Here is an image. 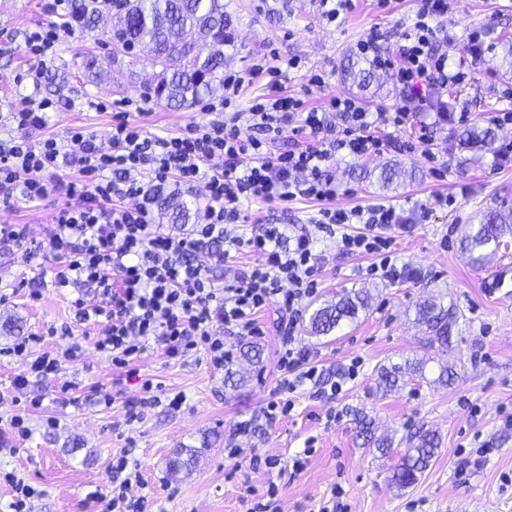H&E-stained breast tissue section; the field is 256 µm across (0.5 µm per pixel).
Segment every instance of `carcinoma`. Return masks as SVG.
Wrapping results in <instances>:
<instances>
[{"instance_id":"obj_1","label":"carcinoma","mask_w":512,"mask_h":512,"mask_svg":"<svg viewBox=\"0 0 512 512\" xmlns=\"http://www.w3.org/2000/svg\"><path fill=\"white\" fill-rule=\"evenodd\" d=\"M71 20L88 34L95 32L100 18L101 4L97 0H73ZM110 42L137 49L135 58H144L153 67L160 68L157 82L147 97L160 104L187 108L198 102L216 87L224 85L226 47H235L231 19L224 10V0H119L109 32ZM345 74L358 86H367L375 78L374 72L360 67V62H348ZM495 140L492 130L471 129L463 139L470 148L491 149ZM174 224L189 221V209L182 200L167 202ZM512 236V209L499 207L485 214L478 224H471L461 238L460 249L468 263L483 267L501 247L508 245ZM370 306V294L365 290L345 291L312 310L309 329L315 335L326 336L344 321L355 320ZM461 313L454 305H446L440 298L428 299L415 307V323L422 327L429 346L445 355L450 350L453 330ZM426 361L407 359L401 364L382 366L377 370L380 391L390 392L399 383L423 376ZM358 436L363 444L388 451L393 441L377 438L372 422L366 415H355ZM438 436L420 429L410 436L400 463L394 469L391 483L398 488L415 484L430 466L438 452ZM196 460L195 450L186 448L169 462L177 473L188 470Z\"/></svg>"}]
</instances>
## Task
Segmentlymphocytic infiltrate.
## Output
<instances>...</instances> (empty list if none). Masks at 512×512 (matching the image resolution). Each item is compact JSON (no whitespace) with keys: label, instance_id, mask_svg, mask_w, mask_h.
Listing matches in <instances>:
<instances>
[{"label":"lymphocytic infiltrate","instance_id":"lymphocytic-infiltrate-1","mask_svg":"<svg viewBox=\"0 0 512 512\" xmlns=\"http://www.w3.org/2000/svg\"><path fill=\"white\" fill-rule=\"evenodd\" d=\"M451 4L416 0L413 23L396 53L384 52L385 35L379 28L358 40V55L388 72L396 87L393 102L373 112L356 99L337 96L322 108L307 107L304 99L286 92L281 80L284 70L299 66L298 59L290 58L270 67L255 64L248 73H225L223 99L203 106L210 119L174 136H145L125 120L120 100L105 143L81 126L69 128L61 138L31 140L29 127L56 107L47 98H26L11 113L12 129L0 138V204L42 200L49 193L47 173L76 172L66 192L80 203L61 209L47 233L49 250L61 262L54 284L76 289L74 315L100 325L94 347L113 367H131L153 343L168 358L181 360L202 351L214 368H224L234 358L228 337L261 335L255 315L274 303L281 312L279 379L265 407L269 423L289 414L299 394L311 390L335 397L358 377L357 360L336 378L324 377L314 354L296 335L306 301L318 293L317 239L306 233L288 235L280 224L259 225L247 236L239 228L249 220L247 203L319 200L324 207L315 221L343 252L377 255L371 275L390 282L403 278L405 271L391 251L393 231L408 223L403 212L391 205L330 207L341 186L328 168L337 155L356 159L387 149L418 151L427 161L435 160L430 122H421L412 142L382 139L374 131L401 127L426 111L429 88L464 80V69H449L447 54L438 50L452 39L444 25ZM263 73L270 77L265 93L246 111L236 110L240 89ZM288 128L309 136L310 144L275 150ZM215 159L221 160V168L207 169ZM198 182L204 185L203 219L188 235L172 236L156 222L152 195L169 184ZM354 224L359 232H351ZM204 240L220 242L221 258L246 250L259 262L237 283L215 287L196 259ZM42 342L31 334L0 348L1 357L25 361L24 372L13 381L14 393H25L34 379L60 378L64 363L79 353L75 346L45 350ZM112 470L122 480L105 500L104 512H145L143 498L128 495L132 484L143 481L139 469L121 456Z\"/></svg>","mask_w":512,"mask_h":512}]
</instances>
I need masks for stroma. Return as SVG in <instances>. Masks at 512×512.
<instances>
[{"instance_id": "stroma-1", "label": "stroma", "mask_w": 512, "mask_h": 512, "mask_svg": "<svg viewBox=\"0 0 512 512\" xmlns=\"http://www.w3.org/2000/svg\"><path fill=\"white\" fill-rule=\"evenodd\" d=\"M227 3L236 43L227 70L247 69L274 48L282 58H301L303 71L290 72L284 84L288 92L305 96L309 106H322L335 95L356 98L371 110L392 103L390 75H382L380 85L361 89L346 78L344 67L370 28L398 38L414 16V0H392L384 10L376 0H355L354 8L333 23L322 16L318 0ZM54 20L44 0H0V114L34 95L61 102L59 111L44 114L42 123L31 128V139L61 137L68 128L81 126L107 141L114 118L112 111L97 109L100 101H131L130 122L149 136L175 135L207 120L196 106L175 109L146 101L153 69L127 56L113 57L103 33L94 39L74 31L57 45L48 73H41L37 60L25 53L24 42L30 32ZM446 24L457 36L447 47L450 63H458L460 38L473 28L487 31L493 50L485 62L472 66L469 82L430 93L444 104L433 140L441 175L432 174L417 153L331 162L337 182L351 188L337 195L332 207L386 204L410 217L420 207L428 209L423 223L395 235L400 261L414 270L401 281L370 277L372 255L346 254L331 244L321 247L320 290L306 302V310L345 290L363 288L373 296L369 310L330 335L316 336L307 325L299 327L300 341L317 351L325 376L336 375L352 359H363L361 374L339 397L300 395L289 416L266 424L264 408L278 381V312L272 305L257 316L263 335L234 342L235 358L226 370L214 369L202 354L177 361L153 346L135 361L137 377L128 378L94 348L98 325L76 322L68 291L55 288L59 261L45 251L29 257L0 244V280L35 277L43 289L35 303L22 290L0 303V323L18 320L21 335L44 336L49 348L75 342L82 347L79 357L66 363L63 381L35 383L17 403L9 389L24 366L0 362V512H6L11 500L4 480L8 472L39 490L32 512H100L97 497L111 491L112 458L122 453L140 465L145 483L132 485L129 493L146 497L148 512H246L248 489L267 482L264 471L251 468L253 454L285 460L303 450L309 438L315 451L306 468L280 482L282 512H318L321 498L336 486L345 491L348 512H512V484L501 480L502 474H512V431L501 422L503 411L512 410V244L480 269L468 264L459 247L468 225L478 223L482 212L512 204V163L495 164L491 152L461 147L455 138L463 130L457 121L460 109L468 110L470 124L487 127L505 106L501 92L512 85V66L503 61L504 45L512 42V0H454ZM90 55L98 59L100 80H92L83 68ZM309 70L325 71V86L308 87ZM395 163L404 171L396 189L379 190L376 177ZM74 178L68 169L47 174L49 195L35 203L0 205V223L28 225L34 238L43 239L57 211L69 204L63 187ZM446 195L454 197L453 206H442ZM321 207V201L306 198L285 207L255 202L248 206L243 229L283 224L289 234L318 238L322 232L311 218ZM432 296L443 297L462 313L448 354L457 376L448 386L436 384L433 352L412 322L416 303ZM252 345L261 351L260 364L244 357ZM422 357L429 361L424 378L386 394L377 391L380 366ZM229 370L242 376L241 384H225ZM146 379L152 380L159 402L137 422H128L126 406L143 397ZM65 381L70 384L66 390L61 387ZM100 391L112 395L111 406L98 404ZM178 392L186 402L182 409H170L165 398ZM355 408L371 415L377 435L392 437L391 450L363 445L351 415ZM17 413L26 419L28 437L9 429L8 421ZM244 420L253 421L255 428L242 437L235 429ZM421 427L438 435V454L417 484L397 488L390 476L407 437ZM488 440L495 446L490 453L482 448ZM233 445L241 454L230 461L224 450ZM191 447L200 451L192 469L172 473L170 459Z\"/></svg>"}]
</instances>
